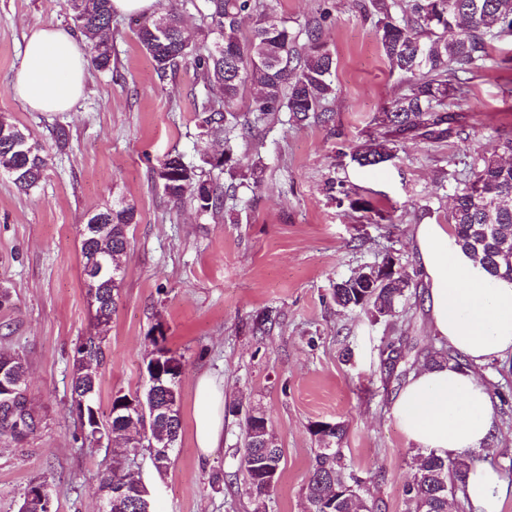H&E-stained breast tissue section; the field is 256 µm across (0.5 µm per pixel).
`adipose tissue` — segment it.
<instances>
[{
    "label": "adipose tissue",
    "mask_w": 512,
    "mask_h": 512,
    "mask_svg": "<svg viewBox=\"0 0 512 512\" xmlns=\"http://www.w3.org/2000/svg\"><path fill=\"white\" fill-rule=\"evenodd\" d=\"M85 43L45 24L30 30L16 93L35 112H67L87 75ZM436 339L460 357L411 374L392 415L407 441L425 452L465 458L495 433V409L477 373L512 357V279L487 274L456 242L452 225L421 223L413 234ZM194 438L201 454L224 445V392L209 377L196 385ZM506 485L495 468L471 466L461 494L474 512H502Z\"/></svg>",
    "instance_id": "obj_1"
}]
</instances>
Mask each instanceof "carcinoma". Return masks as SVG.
Segmentation results:
<instances>
[{
	"label": "carcinoma",
	"instance_id": "cac0c4a2",
	"mask_svg": "<svg viewBox=\"0 0 512 512\" xmlns=\"http://www.w3.org/2000/svg\"><path fill=\"white\" fill-rule=\"evenodd\" d=\"M75 29L84 37L91 66L112 71V19L110 0H64ZM356 7L374 22L376 38L389 70L408 82L404 94L394 98L382 112V139L355 147L351 160L360 167H375L393 157L392 145L405 138H421L433 143L447 140L462 131L460 114L451 110L448 99L466 93L469 76L485 67L492 43L501 33L512 30V0H356ZM252 20V31L244 37L242 18ZM329 13L323 12L307 23L308 44L299 45L298 33L288 21L272 16L264 0H207L203 15L211 40L189 43L183 35V20L177 8L145 17L138 24L137 39L164 76L182 62L191 63L200 80L220 90L217 99H205L198 106L200 135L230 142L237 130L252 135L259 125L287 109L295 123L327 125L333 120L330 103L336 98L333 74L336 57L319 42V30ZM222 51L216 50L217 44ZM248 88L257 90L254 109L248 117L240 112V101ZM28 139L29 131L0 117V172L25 193L38 187L47 168L44 146L35 142V151L22 155L13 150L14 141ZM238 161L231 147L221 157L194 166L179 154L169 156L154 171L153 180L176 205L188 202L202 213L217 216L224 212V185L221 175L235 168ZM465 179L456 187L450 223L457 243L473 254L490 274L512 277V163L499 157L472 155L464 162ZM330 197L363 212L369 202L352 198V191L341 182H327ZM108 224L94 240L81 237L82 274L96 334L76 349L71 392L85 399L86 418L97 407L99 378L87 364L103 357L102 342L116 310L121 283H107L87 274L90 257L121 262L129 249L128 227L137 223L136 209L122 201L94 211ZM410 287L409 275L401 270L398 258L381 266L336 282L333 299L343 308H360L373 317H385ZM153 350L146 364L147 374L154 365L164 368L159 383L147 385L143 395L130 398L117 395L112 400L105 431L125 439L127 402H144L146 414L137 418L148 429L147 449L177 446L182 421L179 412V385L183 364L158 337L150 338ZM0 365L19 383L18 392L0 399V438L23 440L35 429V418L25 394L28 367L14 355L0 352ZM265 413L253 409L245 416L244 442L238 472L254 501H264L269 491L258 479L253 456L261 449L260 438L273 437ZM316 440L325 445L309 469L305 497L310 512H374V506L354 496L344 500L329 494L347 482L342 474L340 449L344 425L317 422L311 427ZM131 448H112V465L102 473L99 491L102 500L121 496L128 512H136L138 485L128 472ZM469 466L464 461L419 453L416 471L405 493L413 512H448V490L459 491ZM53 492L47 479L32 480L18 512H50Z\"/></svg>",
	"mask_w": 512,
	"mask_h": 512
}]
</instances>
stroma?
Listing matches in <instances>:
<instances>
[{"mask_svg": "<svg viewBox=\"0 0 512 512\" xmlns=\"http://www.w3.org/2000/svg\"><path fill=\"white\" fill-rule=\"evenodd\" d=\"M277 17L303 31L329 12L320 41L336 57L333 120L297 124L288 112L237 140L235 195L215 219L192 205H173L152 179L168 154L199 164L195 103L206 93L192 65L158 78L136 38V17L114 16L111 72L89 70L84 93L67 112H35L16 94L25 36L53 23L72 28L63 0H0V114L28 128L49 152L39 187L19 191L0 174V352L24 358L27 398L36 429L21 443L0 440V512H18L35 478L54 480L58 512H97L102 472L111 463L108 439L85 440L71 406L74 350L94 329L82 284L79 228L89 212L122 197L135 206L126 275L98 366L97 404L108 416L114 395L143 393L152 336L184 364L183 435L167 472L148 450L130 463L150 491L154 512H254L244 484H214L237 470L243 414L261 408L283 450L280 477L267 512H306L303 487L319 445L314 422H340L343 474L356 477L379 512H411L405 495L416 465L392 416L405 369L436 347L425 312V286L412 237L416 224H444L463 154L500 152L512 132V36L492 44L459 102L463 136L442 143L397 142L393 158L375 169L351 161L358 145L379 137L378 118L405 88L390 72L374 25L353 0H266ZM64 126L69 145L57 150ZM265 167L261 187L246 176ZM342 181L374 210L364 213L330 198L326 183ZM394 255L412 278L393 315L372 318L332 299L337 280ZM269 315L265 335L256 320ZM395 341L393 373L380 351ZM497 406V430L473 455L512 487V358L479 369ZM210 376L224 402V445L209 459L195 447L196 382Z\"/></svg>", "mask_w": 512, "mask_h": 512, "instance_id": "1", "label": "stroma"}]
</instances>
